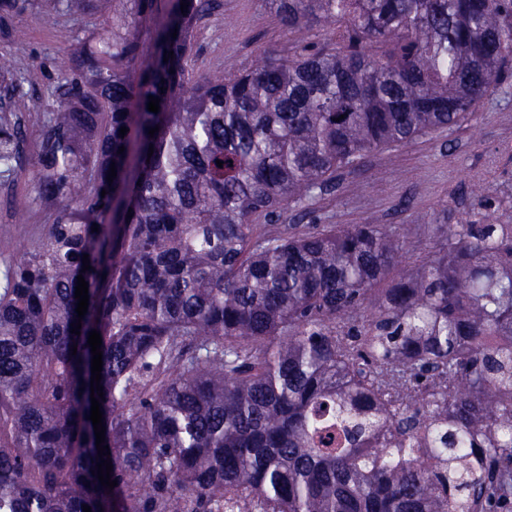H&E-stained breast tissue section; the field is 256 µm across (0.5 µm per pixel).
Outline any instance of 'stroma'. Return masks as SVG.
<instances>
[{
  "label": "stroma",
  "mask_w": 512,
  "mask_h": 512,
  "mask_svg": "<svg viewBox=\"0 0 512 512\" xmlns=\"http://www.w3.org/2000/svg\"><path fill=\"white\" fill-rule=\"evenodd\" d=\"M78 10L58 12L52 0H29L18 14L0 15V54L10 56L25 90L47 102L60 78L61 51L55 32L81 27ZM24 38H16V31ZM297 34L284 28L267 0H212L193 30L195 70L216 77L250 68L264 51L292 53ZM22 158L15 174L0 179V261L33 249L55 213L38 198L34 163L41 127L23 118ZM484 205L474 207V187ZM481 215L486 224H512V77L486 97L461 126L365 155L336 172L302 204L291 203L262 219L257 234L301 233L315 224H381L416 234L399 266L407 272L427 259L436 240Z\"/></svg>",
  "instance_id": "obj_1"
}]
</instances>
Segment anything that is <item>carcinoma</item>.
I'll list each match as a JSON object with an SVG mask.
<instances>
[{
  "instance_id": "carcinoma-1",
  "label": "carcinoma",
  "mask_w": 512,
  "mask_h": 512,
  "mask_svg": "<svg viewBox=\"0 0 512 512\" xmlns=\"http://www.w3.org/2000/svg\"><path fill=\"white\" fill-rule=\"evenodd\" d=\"M54 2L96 22L58 30L52 102L0 55L15 110L41 122L55 211L0 289V512H512V224H459L380 288L412 226L251 223L467 121L512 69V0H268L301 34L292 56L215 78L189 65L211 0H173L145 67L128 27L155 0L120 17ZM312 20L341 42L303 37ZM21 141L0 122L1 176Z\"/></svg>"
}]
</instances>
